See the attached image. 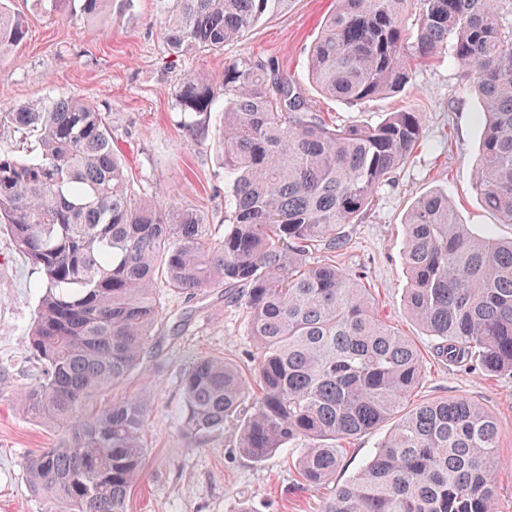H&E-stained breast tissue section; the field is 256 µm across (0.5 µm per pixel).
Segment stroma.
I'll use <instances>...</instances> for the list:
<instances>
[{
  "label": "stroma",
  "instance_id": "obj_1",
  "mask_svg": "<svg viewBox=\"0 0 512 512\" xmlns=\"http://www.w3.org/2000/svg\"><path fill=\"white\" fill-rule=\"evenodd\" d=\"M9 7L25 17L28 34L0 58V109L58 94L94 102L112 121L113 143L134 178V191L157 190L162 205L203 211L218 238L224 235L227 194L216 150L222 112H211L203 133L188 137L186 117L172 99L185 72L216 77L235 59H262L299 79L311 109L332 125L373 126L407 107L422 112L419 146L392 183L375 193L361 221L345 225L349 244L336 264L361 278L379 319L420 349V399L466 397L497 419L503 433L498 508L512 512V375L488 377L448 365L404 302V219L420 196L449 190L459 218L475 233L512 238V224L501 223L472 188L482 103L463 68L437 60L402 93L352 107L321 96L308 81L309 49L334 0H292L286 12L261 20L223 52L182 57L170 55L159 37V0H113L111 14L95 22L61 16L35 0H10ZM40 279L15 249L7 225L0 224V512H45V503L30 490L24 460L61 435L22 406L24 391L39 379L27 334ZM160 297L164 313L152 347L112 391L117 398L143 393L149 401L144 476L131 491L129 512H319L328 492L300 484L294 455L251 461L239 452L230 428L200 444L182 436L181 370L206 356L248 370L257 351L247 334L245 307L225 301L223 289L193 298L164 289Z\"/></svg>",
  "mask_w": 512,
  "mask_h": 512
}]
</instances>
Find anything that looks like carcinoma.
Here are the masks:
<instances>
[{
	"instance_id": "1",
	"label": "carcinoma",
	"mask_w": 512,
	"mask_h": 512,
	"mask_svg": "<svg viewBox=\"0 0 512 512\" xmlns=\"http://www.w3.org/2000/svg\"><path fill=\"white\" fill-rule=\"evenodd\" d=\"M96 18L112 0H38ZM291 0H161L160 34L174 55L219 53ZM0 0V57L26 36ZM448 55L483 103L473 188L512 224V0H336L309 53L322 95L360 105L398 94ZM180 111L224 98L217 155L230 178L224 237L159 191L135 196L107 113L65 95L0 110V124L38 134L31 158L0 153V222L41 273L27 347L42 378L24 409L62 428L25 461L33 492L56 512H127L147 455L148 404L109 401L151 347L163 310L158 283L180 295L240 288L257 350L246 376L204 357L180 375L183 433L226 427L260 462L298 452L302 484L330 489L321 512H499L501 432L466 397L416 398L424 370L411 339L377 316L368 290L336 265L339 229L362 214L418 147L423 115L391 112L375 126H331L294 80L255 57L211 79L186 72ZM405 303L448 363L512 374V240L476 235L446 190L421 196L405 220ZM325 259L310 265L314 249ZM388 427L368 464L335 482L338 442Z\"/></svg>"
}]
</instances>
